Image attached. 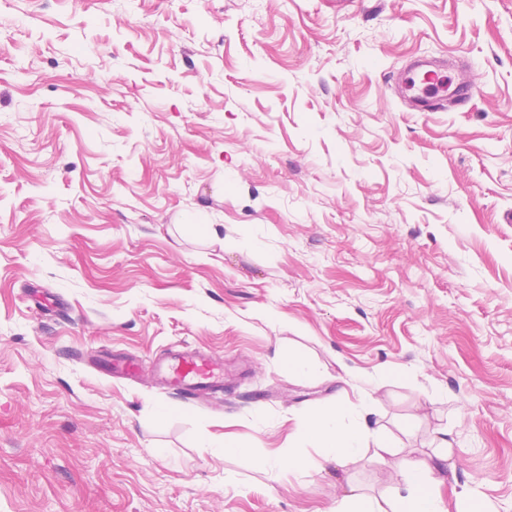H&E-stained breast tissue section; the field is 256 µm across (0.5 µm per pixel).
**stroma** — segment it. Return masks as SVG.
<instances>
[{
  "instance_id": "stroma-1",
  "label": "stroma",
  "mask_w": 512,
  "mask_h": 512,
  "mask_svg": "<svg viewBox=\"0 0 512 512\" xmlns=\"http://www.w3.org/2000/svg\"><path fill=\"white\" fill-rule=\"evenodd\" d=\"M415 56L478 95L408 109ZM509 213L512 0H0V512L388 498L301 434L373 390L399 457L452 438L442 500L512 512ZM185 345L221 397L105 372Z\"/></svg>"
}]
</instances>
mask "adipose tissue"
Instances as JSON below:
<instances>
[{
  "instance_id": "ef3b65f1",
  "label": "adipose tissue",
  "mask_w": 512,
  "mask_h": 512,
  "mask_svg": "<svg viewBox=\"0 0 512 512\" xmlns=\"http://www.w3.org/2000/svg\"><path fill=\"white\" fill-rule=\"evenodd\" d=\"M378 401L376 393L365 394L356 407L351 426H344L338 418L329 416L306 425L304 431L322 443L326 460L336 464H344L368 447L372 448L375 459L386 460L393 450L379 439L378 431L373 426ZM396 466L408 478L405 493L395 495L380 504L371 501L354 488L343 497L336 512H447L441 506L436 490L446 481L448 465H431L424 461L401 459Z\"/></svg>"
}]
</instances>
